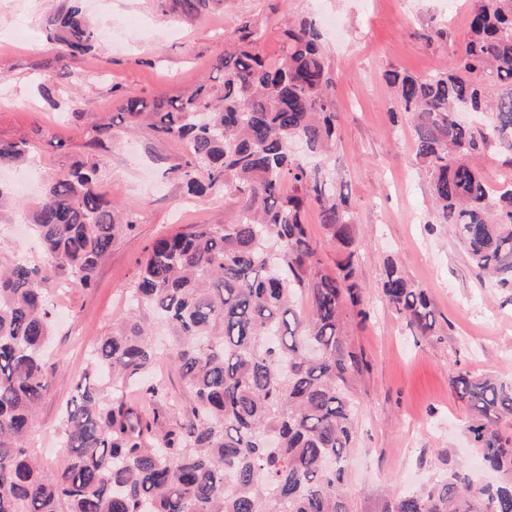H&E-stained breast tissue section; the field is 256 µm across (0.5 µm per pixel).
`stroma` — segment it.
Returning a JSON list of instances; mask_svg holds the SVG:
<instances>
[{"label": "stroma", "mask_w": 512, "mask_h": 512, "mask_svg": "<svg viewBox=\"0 0 512 512\" xmlns=\"http://www.w3.org/2000/svg\"><path fill=\"white\" fill-rule=\"evenodd\" d=\"M453 0H208L186 14L176 0H80L100 33L90 52L60 58L46 39V21L65 0H0V141L26 142L25 163L0 164L30 181L16 209L0 213V259L42 262L41 247L12 226L45 187L77 163L99 169L100 191L111 198L119 230L101 257L90 287L52 282L62 313L53 341L54 375L26 444L50 466L64 464L58 441L63 408L76 393L87 354L127 313L125 296L145 250L157 238L197 224L223 225L235 207L220 190L187 195L179 179L188 152L181 142L115 121L124 97H176L207 78L224 50V36L248 20L265 29L261 50L275 57L280 31L301 20L336 18L324 36L335 78L340 141L326 161L357 217L354 248L359 280L373 313L353 325L350 341L368 362L351 385L360 405L345 494L350 512H392L395 501L445 461L472 456L462 429L469 410L449 385L464 369L512 381V289L478 280L457 241L428 229L429 182L415 158L411 126L392 124L395 103L386 71L428 76L447 69L468 34L467 10ZM431 26L447 37L428 45ZM114 123L107 134L99 127ZM66 150H58V142ZM427 290L438 334L414 335L377 292L387 260Z\"/></svg>", "instance_id": "1"}]
</instances>
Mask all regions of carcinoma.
<instances>
[{
  "instance_id": "cac0c4a2",
  "label": "carcinoma",
  "mask_w": 512,
  "mask_h": 512,
  "mask_svg": "<svg viewBox=\"0 0 512 512\" xmlns=\"http://www.w3.org/2000/svg\"><path fill=\"white\" fill-rule=\"evenodd\" d=\"M46 24L64 56L87 53L98 38L77 5ZM263 37L262 25L244 22L225 36L216 75L192 93L128 97L117 114L183 142L188 192L218 187L237 211L227 224H197L147 249L128 317L95 346L63 412L60 468L25 445L53 375L56 314L44 284L63 275L91 286L120 224L94 163L77 164L28 211L45 265L0 263V512H349L344 481L359 414L351 383L367 367L349 325L370 317L353 261L357 220L323 169L292 152L296 141L314 155L336 146L334 79L313 26L283 29L272 60ZM385 77L398 107L392 122L399 111L410 118L433 224L478 275L512 288V186L495 190L475 163L492 145L512 163V0H470L469 37L448 69ZM491 83L506 87L493 102ZM462 111L487 121L469 126ZM27 154L22 141L0 143L1 161ZM310 209L346 253L334 271L304 223ZM380 293L416 334L437 335L426 290L392 261ZM161 359L191 399L171 423L161 420L165 389L151 378ZM450 384L471 408L465 436L498 479L450 465L393 512H512V435L502 432L512 381L457 371ZM129 386L152 415L127 402Z\"/></svg>"
}]
</instances>
